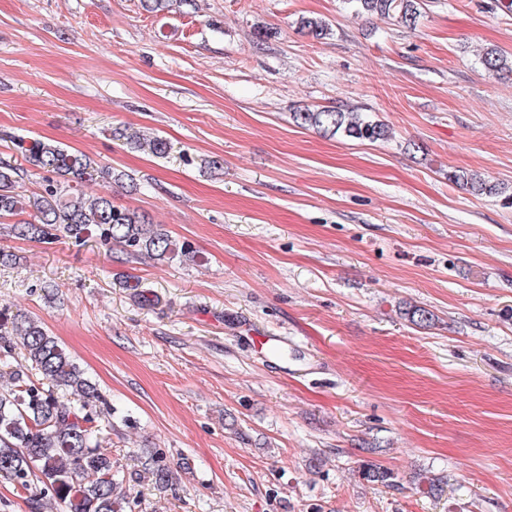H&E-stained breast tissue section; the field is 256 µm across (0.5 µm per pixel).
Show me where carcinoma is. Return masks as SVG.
Returning <instances> with one entry per match:
<instances>
[{"mask_svg": "<svg viewBox=\"0 0 512 512\" xmlns=\"http://www.w3.org/2000/svg\"><path fill=\"white\" fill-rule=\"evenodd\" d=\"M356 13L377 16L411 29L420 15V0H345ZM187 0H141L148 13L164 14ZM299 28L321 40L330 35L329 23L317 16L303 17ZM489 72H512V57L492 49L480 56ZM301 128L325 135L376 142L390 136L389 127L361 112L339 107L305 108L290 113ZM130 145L163 157L170 146L153 137L145 142L130 137ZM24 160L44 173L39 191H18L24 169L0 162V219L28 215L12 223L11 235L52 243L60 237L82 246L93 239L105 246L120 245L131 256L144 253L156 260L194 257L191 245L172 240L146 215L117 206L106 194L91 199L78 189L98 178L112 182V169L99 167L87 155L59 145L33 142ZM450 179L476 195H497L512 204V191L482 175L459 170ZM403 316L425 329L433 323L428 310L409 306ZM25 352L28 366L10 372L11 386L0 388V477L29 493L33 478L40 479V498H52L61 512H126L130 501L123 490L125 475L113 469L112 454L102 446L99 421L114 414L112 404L74 362L44 324L25 314L0 312V351L8 357L15 347ZM141 477L159 490L172 485L173 471L166 455L150 451ZM364 480L389 485L393 476L378 464L362 470Z\"/></svg>", "mask_w": 512, "mask_h": 512, "instance_id": "obj_1", "label": "carcinoma"}]
</instances>
